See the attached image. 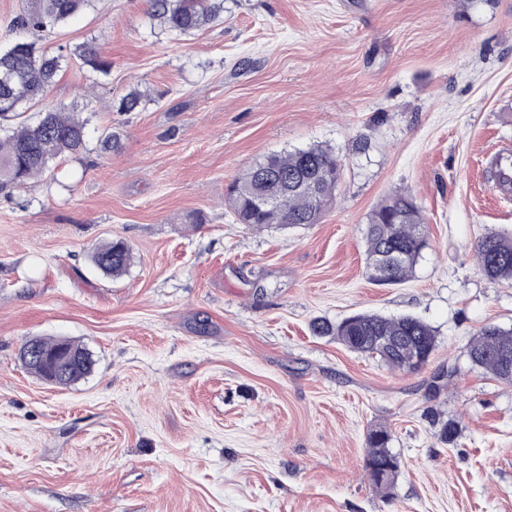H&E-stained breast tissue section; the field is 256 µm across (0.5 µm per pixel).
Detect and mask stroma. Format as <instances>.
Masks as SVG:
<instances>
[{"label":"stroma","mask_w":512,"mask_h":512,"mask_svg":"<svg viewBox=\"0 0 512 512\" xmlns=\"http://www.w3.org/2000/svg\"><path fill=\"white\" fill-rule=\"evenodd\" d=\"M150 11L90 0L40 41L70 55L42 105L76 107L87 148L0 197V512H512V384L467 356L512 328V280L473 252L512 233L490 177L512 151V0H222L191 35ZM86 44L106 72L74 57ZM135 90L141 110L116 113ZM313 144L344 164L320 223L238 224L226 184ZM398 188L430 246L380 285L364 233ZM110 239L134 253L117 278L90 260ZM358 312L417 316L438 348L407 374L310 330ZM33 336L82 344L92 372L46 384L19 356ZM379 426L402 460L386 493L364 468Z\"/></svg>","instance_id":"35a3bbf8"}]
</instances>
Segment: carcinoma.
Returning <instances> with one entry per match:
<instances>
[{"label": "carcinoma", "mask_w": 512, "mask_h": 512, "mask_svg": "<svg viewBox=\"0 0 512 512\" xmlns=\"http://www.w3.org/2000/svg\"><path fill=\"white\" fill-rule=\"evenodd\" d=\"M89 0H25L15 20V35L0 49V194L8 198L31 178L46 173L60 156L78 155L87 149V122L65 107L39 113L33 124H16L20 108L17 100L32 107L52 82L61 67L62 54L49 55L36 47L42 33L66 22ZM219 7L212 0H153L150 16L165 28L181 35L193 34L213 23ZM22 44L18 52L13 46ZM80 59L91 68L104 71L108 62L96 47L79 50ZM143 94L123 96L116 111L134 112ZM343 175V163L335 149L312 145L254 161L235 178L224 194V204L238 223L247 228L288 230L317 224L336 203V188ZM429 247L427 225L413 197L403 191L387 194L368 216L365 263L369 279L381 285L403 284L414 273L423 252ZM482 272L491 279L512 280V237L496 231L475 244ZM130 246L109 240L96 246L93 266L103 275L117 278L132 264ZM316 336H329L347 349L378 357L386 366L409 371V359L416 357L423 366L437 346L436 331L419 318L406 315L388 317L361 312L331 323L316 318L311 323ZM48 354L63 347L77 359L74 367L54 372L50 364L26 356L29 346ZM468 357L472 365L494 378L512 382V328L486 325L472 338ZM26 368L44 382L68 387L89 375L94 363L82 345L65 338L27 339L20 351ZM391 435L383 427L370 431L366 460L389 464L393 471L386 478L369 475L372 484L386 489L394 484L401 469L399 456L390 448Z\"/></svg>", "instance_id": "cac0c4a2"}]
</instances>
